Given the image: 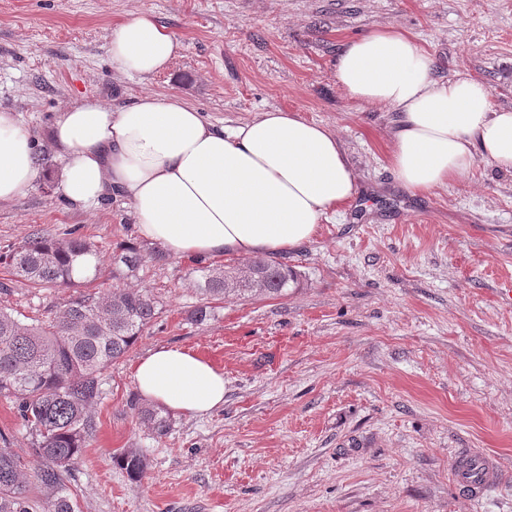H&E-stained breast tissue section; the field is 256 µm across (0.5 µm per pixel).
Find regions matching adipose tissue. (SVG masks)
Returning a JSON list of instances; mask_svg holds the SVG:
<instances>
[{
    "label": "adipose tissue",
    "mask_w": 512,
    "mask_h": 512,
    "mask_svg": "<svg viewBox=\"0 0 512 512\" xmlns=\"http://www.w3.org/2000/svg\"><path fill=\"white\" fill-rule=\"evenodd\" d=\"M107 49L121 73L147 78L182 45L141 12L112 26ZM336 81L349 99L390 109V164L405 190L431 192L481 160L512 174V108L495 106L482 81L437 78L409 33L389 26L344 43ZM50 136L63 158L58 191L66 200H124L141 238L175 257L295 250L356 188L336 133L280 109L219 126L175 94L145 93L118 108L87 98L60 113ZM41 174L29 131L0 110V201L24 194ZM133 377L145 399L184 416L224 405L223 372L183 347L150 351Z\"/></svg>",
    "instance_id": "ef3b65f1"
}]
</instances>
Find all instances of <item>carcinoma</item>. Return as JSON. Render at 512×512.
Wrapping results in <instances>:
<instances>
[{"label":"carcinoma","instance_id":"carcinoma-1","mask_svg":"<svg viewBox=\"0 0 512 512\" xmlns=\"http://www.w3.org/2000/svg\"><path fill=\"white\" fill-rule=\"evenodd\" d=\"M144 255L124 248L116 268L133 272ZM0 263L35 288L78 287L101 275L98 247L72 233L62 238L32 234L0 250ZM197 288L211 297L283 296L297 273L271 258L227 271L202 266ZM159 315L157 301L138 290L81 291L53 318L26 324L0 308V397L12 400L35 435L34 457L0 447V512H80L70 493L71 470L93 434L91 411L102 396L104 370L125 356ZM136 417L159 437L168 434V413L151 403H133ZM131 480H142L139 453L115 457Z\"/></svg>","mask_w":512,"mask_h":512}]
</instances>
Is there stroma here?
I'll list each match as a JSON object with an SVG mask.
<instances>
[{
  "label": "stroma",
  "mask_w": 512,
  "mask_h": 512,
  "mask_svg": "<svg viewBox=\"0 0 512 512\" xmlns=\"http://www.w3.org/2000/svg\"><path fill=\"white\" fill-rule=\"evenodd\" d=\"M139 12L183 44L144 81L107 50L112 24ZM387 26L429 52L437 77L469 74L512 107V0H0V109L20 116L45 172L0 202V247L80 228L102 248L97 287L161 307L102 375L96 430L70 477L81 512H512V175L482 162L426 194L398 186L388 109L336 83L339 46ZM145 91L181 95L218 125L282 108L336 132L357 192L282 255L298 274L287 295L227 296L195 323L205 298L190 259L113 276V252L153 245L123 200L86 209L59 195L48 130L83 98L119 107ZM76 294L0 266V308L44 319ZM171 345L223 370L224 405L172 415L159 438L128 408L132 365ZM0 436L31 456L33 436L2 398ZM464 448L498 457L502 490L456 494ZM129 450L146 459L142 484L113 460Z\"/></svg>",
  "instance_id": "stroma-1"
}]
</instances>
